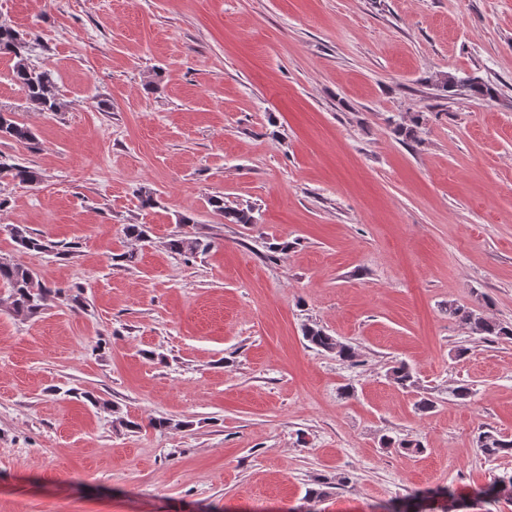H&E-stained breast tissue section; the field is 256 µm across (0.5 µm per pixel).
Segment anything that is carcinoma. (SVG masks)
<instances>
[{"label": "carcinoma", "mask_w": 512, "mask_h": 512, "mask_svg": "<svg viewBox=\"0 0 512 512\" xmlns=\"http://www.w3.org/2000/svg\"><path fill=\"white\" fill-rule=\"evenodd\" d=\"M31 46L20 31L0 24V55H8L14 60L12 80L25 92L26 101L33 109L40 112H57L59 103L56 93V84L51 72L36 69L30 62ZM439 90L452 93L456 88L465 86L472 95L482 99H492L497 95V88L489 83L481 82L475 78L459 79L452 75L443 74L437 78ZM420 119L414 118L412 124L403 121L396 123V133L410 142L419 141ZM0 139L11 140L16 143L34 145L37 135L27 124L19 121L13 112L0 111ZM0 174L8 176L20 184H33L39 181L38 173L30 167L0 161ZM212 211L221 216L229 224H254L256 218L253 208L230 207L224 204V197L215 195L208 198ZM194 223L190 216H183L179 220L182 230L170 235L164 245L170 251L179 255L204 254L211 248V242L185 231V227ZM4 230L9 232L14 242L23 249L37 252H51L55 250V242L43 235L33 236L20 225L8 224ZM0 284L6 288L7 297L3 303L18 315L34 317L44 309L45 303L53 290L28 268L19 263L0 258ZM448 315L466 325L472 333L479 336H512V328L503 326L489 320L476 310L448 304ZM303 337L310 347L325 352H334L345 362L355 364L358 354L351 345L343 343L328 334L316 324L304 326ZM390 378L403 390L415 387L416 380L413 372L404 364L390 369ZM478 447L488 460H495L502 456L512 455V438H507L496 430L489 428L478 436Z\"/></svg>", "instance_id": "carcinoma-1"}]
</instances>
